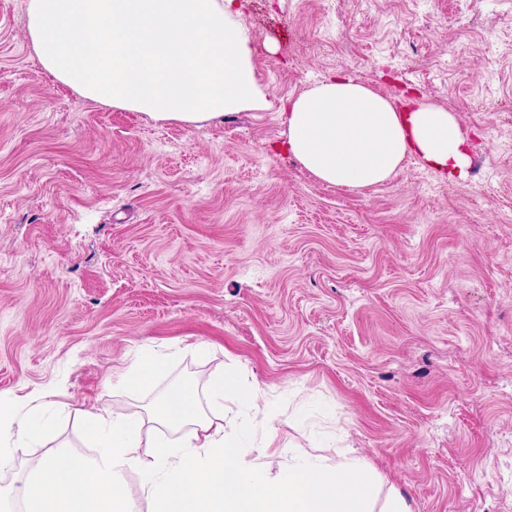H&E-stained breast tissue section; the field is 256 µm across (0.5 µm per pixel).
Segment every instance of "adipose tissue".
<instances>
[{
  "instance_id": "adipose-tissue-1",
  "label": "adipose tissue",
  "mask_w": 512,
  "mask_h": 512,
  "mask_svg": "<svg viewBox=\"0 0 512 512\" xmlns=\"http://www.w3.org/2000/svg\"><path fill=\"white\" fill-rule=\"evenodd\" d=\"M235 0H24L27 34L44 71L81 96L157 121L200 123L268 108ZM289 153L318 181L347 188L385 182L413 155L464 176L469 146L457 118L427 100H392L349 76L326 78L283 104ZM167 358L145 350L118 371L133 393L150 389ZM212 413L197 389L160 396L147 414H85L100 447L93 458L50 451L30 466L26 512H374L377 479L363 462L338 454L333 470L307 452L287 475L268 479L224 428V403L255 404L236 372L210 375ZM140 474L139 494L123 487Z\"/></svg>"
}]
</instances>
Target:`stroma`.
Listing matches in <instances>:
<instances>
[{
	"label": "stroma",
	"mask_w": 512,
	"mask_h": 512,
	"mask_svg": "<svg viewBox=\"0 0 512 512\" xmlns=\"http://www.w3.org/2000/svg\"><path fill=\"white\" fill-rule=\"evenodd\" d=\"M236 8L270 106L181 123L55 81L0 0V398L51 426L12 449L0 512L35 457L95 455L79 411L231 368L270 476L349 449L411 512H512V0ZM336 74L448 109L481 169L320 183L279 112ZM146 347L168 371L134 396L115 372Z\"/></svg>",
	"instance_id": "stroma-1"
}]
</instances>
